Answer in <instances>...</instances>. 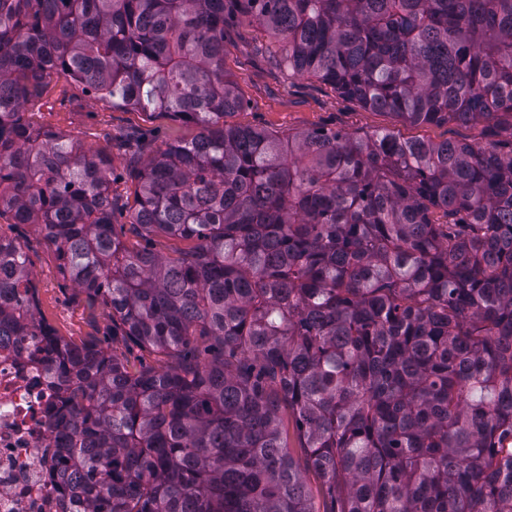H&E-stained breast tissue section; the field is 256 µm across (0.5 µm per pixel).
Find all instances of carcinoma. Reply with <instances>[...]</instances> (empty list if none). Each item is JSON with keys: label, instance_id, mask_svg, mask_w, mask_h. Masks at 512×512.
Here are the masks:
<instances>
[{"label": "carcinoma", "instance_id": "carcinoma-1", "mask_svg": "<svg viewBox=\"0 0 512 512\" xmlns=\"http://www.w3.org/2000/svg\"><path fill=\"white\" fill-rule=\"evenodd\" d=\"M242 18L293 75L500 140L229 124ZM55 78L194 134H122L121 204L109 154L26 121ZM123 209L192 246H128ZM6 213L160 362L59 336L0 235V336L34 337L60 386L54 489L76 512H512V0H0Z\"/></svg>", "mask_w": 512, "mask_h": 512}]
</instances>
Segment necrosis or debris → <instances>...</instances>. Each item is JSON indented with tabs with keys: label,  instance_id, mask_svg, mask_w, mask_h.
I'll list each match as a JSON object with an SVG mask.
<instances>
[{
	"label": "necrosis or debris",
	"instance_id": "necrosis-or-debris-1",
	"mask_svg": "<svg viewBox=\"0 0 512 512\" xmlns=\"http://www.w3.org/2000/svg\"><path fill=\"white\" fill-rule=\"evenodd\" d=\"M32 339L0 347V512H68L51 465L58 442L49 410L59 390Z\"/></svg>",
	"mask_w": 512,
	"mask_h": 512
}]
</instances>
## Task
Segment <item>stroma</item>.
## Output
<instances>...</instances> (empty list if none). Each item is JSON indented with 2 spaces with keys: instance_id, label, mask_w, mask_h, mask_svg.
Listing matches in <instances>:
<instances>
[{
  "instance_id": "35a3bbf8",
  "label": "stroma",
  "mask_w": 512,
  "mask_h": 512,
  "mask_svg": "<svg viewBox=\"0 0 512 512\" xmlns=\"http://www.w3.org/2000/svg\"><path fill=\"white\" fill-rule=\"evenodd\" d=\"M225 67L237 79L242 108L230 116L238 125L264 128L280 135L311 129L339 130L361 135L389 129L403 138L440 142L446 139L469 144L488 143L483 125L410 126L392 114L361 108L339 96L330 86L310 77L290 76L283 67L280 43L254 21L230 27L224 39ZM27 119L38 128L71 134L84 147L105 149L109 137L122 128L146 132L155 146L190 138L192 129L161 117L131 109H115L65 79L52 80L42 98L29 106ZM0 234L17 239L28 257L39 311L59 335L75 343L92 342L104 350L122 354L132 364L149 361L148 353L125 347L112 338L111 318L103 308H90L77 288L63 279L54 246L30 224L8 225L0 219Z\"/></svg>"
}]
</instances>
